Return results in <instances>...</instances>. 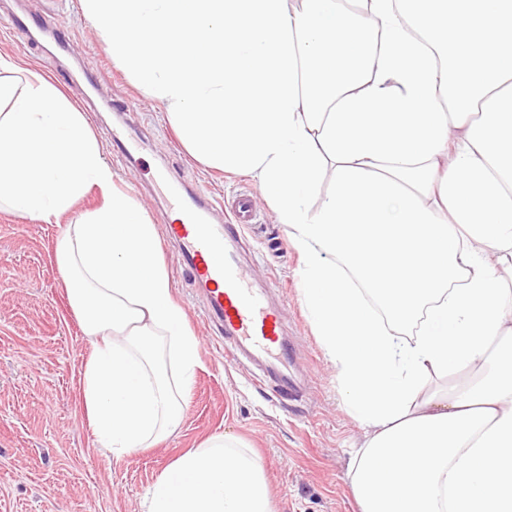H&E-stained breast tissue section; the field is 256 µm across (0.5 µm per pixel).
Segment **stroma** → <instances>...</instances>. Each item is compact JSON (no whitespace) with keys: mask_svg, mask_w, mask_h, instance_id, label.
Returning <instances> with one entry per match:
<instances>
[{"mask_svg":"<svg viewBox=\"0 0 512 512\" xmlns=\"http://www.w3.org/2000/svg\"><path fill=\"white\" fill-rule=\"evenodd\" d=\"M26 16L33 37L12 30ZM0 54L29 63L84 112L116 184L134 196L156 226L169 221L157 174L215 200L253 196L256 216L244 228V261L256 287L283 306L285 332L304 397L278 401L248 362H234L205 319V300L183 275L178 252L163 246L173 296L199 342L197 371L182 425L155 446L114 457L96 448L82 411L80 380L90 346L54 263L57 239L101 204L89 192L55 224L0 209V512H142L149 484L210 437L236 439L256 455L272 512H357L347 476L364 432L348 393L308 313L303 255L258 181L194 160L162 105L112 59V48L83 16L79 0H0ZM137 145L132 157L112 146L113 129Z\"/></svg>","mask_w":512,"mask_h":512,"instance_id":"1","label":"stroma"}]
</instances>
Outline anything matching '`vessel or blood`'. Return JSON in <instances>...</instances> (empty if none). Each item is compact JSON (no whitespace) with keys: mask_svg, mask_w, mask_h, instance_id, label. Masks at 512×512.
Masks as SVG:
<instances>
[{"mask_svg":"<svg viewBox=\"0 0 512 512\" xmlns=\"http://www.w3.org/2000/svg\"><path fill=\"white\" fill-rule=\"evenodd\" d=\"M163 186L169 206L182 215L180 222L165 225V238L204 293L208 323L221 331L225 346L252 359L273 379L282 400L295 399L299 388L289 372L291 344L280 315L267 291L255 287L237 252L242 227L252 218V198L238 199L234 223L224 224L207 219L213 206L209 196L186 192L168 180Z\"/></svg>","mask_w":512,"mask_h":512,"instance_id":"b4317fda","label":"vessel or blood"}]
</instances>
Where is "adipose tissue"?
<instances>
[{"label": "adipose tissue", "instance_id": "ef3b65f1", "mask_svg": "<svg viewBox=\"0 0 512 512\" xmlns=\"http://www.w3.org/2000/svg\"><path fill=\"white\" fill-rule=\"evenodd\" d=\"M112 57L202 163L253 175L306 255L309 313L366 439L359 512H512V0H81ZM0 55V205L50 224L102 204L54 261L90 343L96 447L173 434L199 364L159 237L82 112ZM334 190L308 203L325 173ZM167 338L170 384L156 356ZM451 389L425 392L446 371ZM146 512H271L223 437L174 461Z\"/></svg>", "mask_w": 512, "mask_h": 512}]
</instances>
